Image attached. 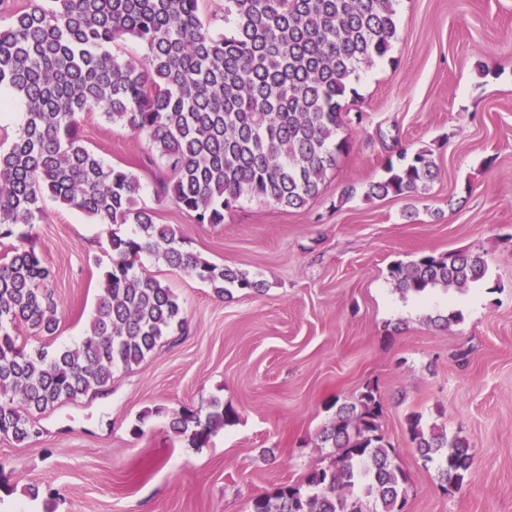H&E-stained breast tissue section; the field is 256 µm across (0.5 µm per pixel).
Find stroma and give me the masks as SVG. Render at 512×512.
I'll return each instance as SVG.
<instances>
[{"label": "stroma", "instance_id": "stroma-1", "mask_svg": "<svg viewBox=\"0 0 512 512\" xmlns=\"http://www.w3.org/2000/svg\"><path fill=\"white\" fill-rule=\"evenodd\" d=\"M397 9L391 51L357 84L363 121L343 131L350 149L302 209L245 198L223 223H194L158 201L164 165L146 136L83 113L87 145L139 174L140 205L177 227L185 249L264 287L221 299L141 257L179 297L186 331L115 370L102 391L37 414L38 438L1 437L0 512H251L255 497L329 464L320 433L368 384L408 477L404 512H512V0H399ZM422 148L440 169L428 190L366 198L387 156ZM111 232L45 201L32 234L54 268L59 328L21 330L29 347L82 340ZM460 250L487 261L479 302L451 288L447 304L399 314L408 297L389 267ZM214 399L234 420L190 447L171 418ZM412 413L467 440L471 482L440 488L409 439Z\"/></svg>", "mask_w": 512, "mask_h": 512}]
</instances>
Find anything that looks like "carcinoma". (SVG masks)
I'll list each match as a JSON object with an SVG mask.
<instances>
[{
	"instance_id": "carcinoma-1",
	"label": "carcinoma",
	"mask_w": 512,
	"mask_h": 512,
	"mask_svg": "<svg viewBox=\"0 0 512 512\" xmlns=\"http://www.w3.org/2000/svg\"><path fill=\"white\" fill-rule=\"evenodd\" d=\"M398 0H224L231 27L220 33L201 0H30L0 28V88L25 105L21 131L0 148V436L39 434L34 414L101 390L187 325L182 302L139 268L151 254L195 277L219 297L263 283L182 248L171 224L138 203L140 177L108 165L85 145L81 115L96 110L136 135L166 166L155 194L196 224H222L244 198L300 209L320 195L327 172L349 142L347 98L360 73L382 60L397 36ZM140 42L144 63L112 51ZM386 177L366 198L409 197L438 176L430 151L389 156ZM50 198L112 231L111 266L86 336L74 347L29 349L21 328L55 335L53 270L31 243L32 224ZM478 253L423 254L395 262L389 277L403 293L437 285L463 290L482 280ZM375 390L340 405L321 432L333 448L325 467L298 484L253 499L252 512H403L408 483L380 430ZM218 400L202 416L185 408L170 427L193 448L232 421ZM410 442L435 464L440 487L472 478L469 445L407 419Z\"/></svg>"
}]
</instances>
